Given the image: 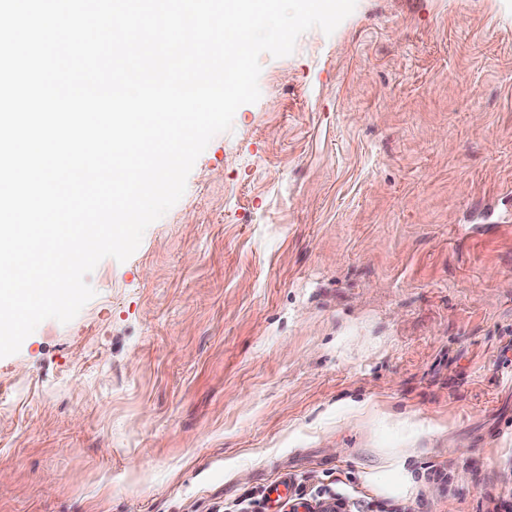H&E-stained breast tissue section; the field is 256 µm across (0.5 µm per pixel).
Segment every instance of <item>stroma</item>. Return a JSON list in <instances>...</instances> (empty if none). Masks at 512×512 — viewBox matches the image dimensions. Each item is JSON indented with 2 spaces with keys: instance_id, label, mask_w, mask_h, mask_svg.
Masks as SVG:
<instances>
[{
  "instance_id": "35a3bbf8",
  "label": "stroma",
  "mask_w": 512,
  "mask_h": 512,
  "mask_svg": "<svg viewBox=\"0 0 512 512\" xmlns=\"http://www.w3.org/2000/svg\"><path fill=\"white\" fill-rule=\"evenodd\" d=\"M67 324L0 358V512L512 499V0H357ZM422 484L381 494L398 449ZM315 501L323 510L326 512H337V510H341L346 506V500L342 498H335L331 495H320L317 494L314 496L313 492L307 494L304 491H296L294 494V498L290 499V501H295L296 503L293 505V510L297 511V508L305 507L309 508L308 501ZM325 506V507H323Z\"/></svg>"
}]
</instances>
